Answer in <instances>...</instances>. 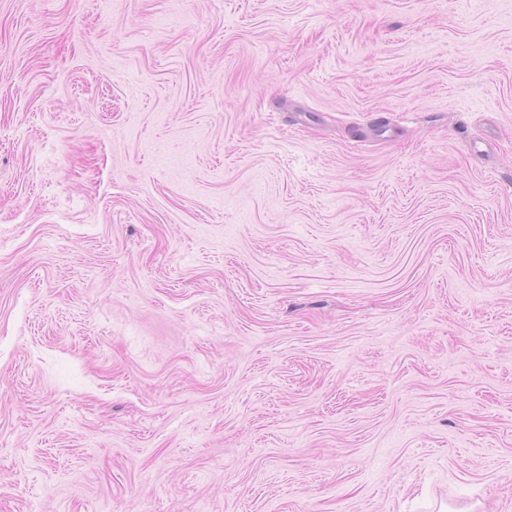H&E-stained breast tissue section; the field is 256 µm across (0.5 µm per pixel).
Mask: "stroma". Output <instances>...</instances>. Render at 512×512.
I'll list each match as a JSON object with an SVG mask.
<instances>
[{
  "mask_svg": "<svg viewBox=\"0 0 512 512\" xmlns=\"http://www.w3.org/2000/svg\"><path fill=\"white\" fill-rule=\"evenodd\" d=\"M0 512H512V0H0Z\"/></svg>",
  "mask_w": 512,
  "mask_h": 512,
  "instance_id": "35a3bbf8",
  "label": "stroma"
}]
</instances>
